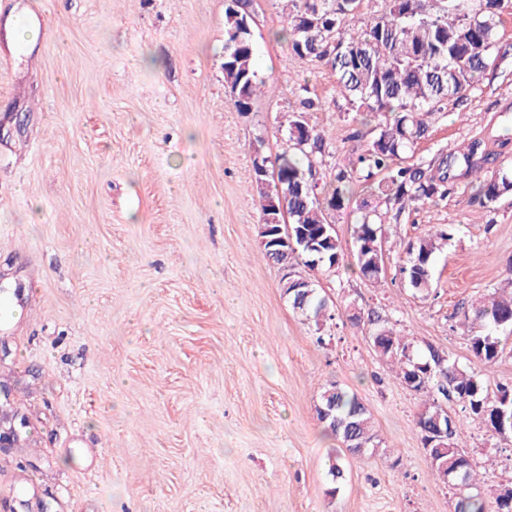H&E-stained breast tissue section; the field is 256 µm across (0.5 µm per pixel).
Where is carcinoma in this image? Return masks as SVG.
Listing matches in <instances>:
<instances>
[{
	"label": "carcinoma",
	"mask_w": 512,
	"mask_h": 512,
	"mask_svg": "<svg viewBox=\"0 0 512 512\" xmlns=\"http://www.w3.org/2000/svg\"><path fill=\"white\" fill-rule=\"evenodd\" d=\"M382 9L360 20L361 0H286V38L292 53L311 64H325L338 75L336 92L346 112L368 115L375 125L356 131L366 139L351 167L332 168L330 181L320 177L329 153L325 134L305 120L317 107L311 98L287 115V147L269 162L268 184H256L262 215L288 231L297 254L286 257L284 245L268 243L264 258L276 265L303 264L311 270L332 268L345 255V243L330 227L329 215L356 203L361 213L353 232L358 273L370 281L385 277L381 248L385 215L400 218L412 205L443 200L459 181L479 180L485 203L512 195V167L497 158L480 155V143L440 157L424 167L407 161V154L424 139L432 116L448 102L462 103L490 68L497 66V27L500 16L512 10V0H382ZM250 0H235L224 12V87L240 112L251 108L263 84L254 65ZM376 198L371 205L357 198L358 189ZM452 234L437 229L408 243L401 273L417 292L428 295L434 287L432 260ZM294 311L319 322V312L329 307L317 283L288 294ZM462 324L469 328L468 350L483 367H492L504 350L500 330L512 329V292L497 289L461 308ZM373 347L392 367L402 385L424 392L416 420L421 442L435 428L433 417L448 431V469L431 466L447 483L467 487L474 475L461 445L463 421L446 413L437 396L462 405L464 412L492 433H512V386L489 392L482 370L467 367L438 349L415 354L414 344L386 323L371 336ZM320 405L336 420L325 430L352 455L378 447L371 413L359 398L331 382L323 387ZM455 512H512V498H494L486 509L478 494L462 496Z\"/></svg>",
	"instance_id": "cac0c4a2"
}]
</instances>
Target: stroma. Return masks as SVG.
Returning a JSON list of instances; mask_svg holds the SVG:
<instances>
[{
    "mask_svg": "<svg viewBox=\"0 0 512 512\" xmlns=\"http://www.w3.org/2000/svg\"><path fill=\"white\" fill-rule=\"evenodd\" d=\"M226 0H0V383L29 426L0 450V512H454L430 475L416 417L424 394L375 351L379 315L472 365L462 305L512 272V196L484 204L461 181L385 227L386 274L354 256L317 274L335 318L293 311L283 286L307 275L262 256L253 148L286 145L283 113L319 100L311 125L333 149L363 147L335 72L298 60L282 0H252L248 112L224 87ZM504 59L464 107L436 114L412 157L480 142L512 164V10ZM456 234L423 295L400 274L406 246ZM336 382L370 411L379 446L344 455L317 418ZM478 493L512 486V435L466 422Z\"/></svg>",
    "mask_w": 512,
    "mask_h": 512,
    "instance_id": "1",
    "label": "stroma"
}]
</instances>
